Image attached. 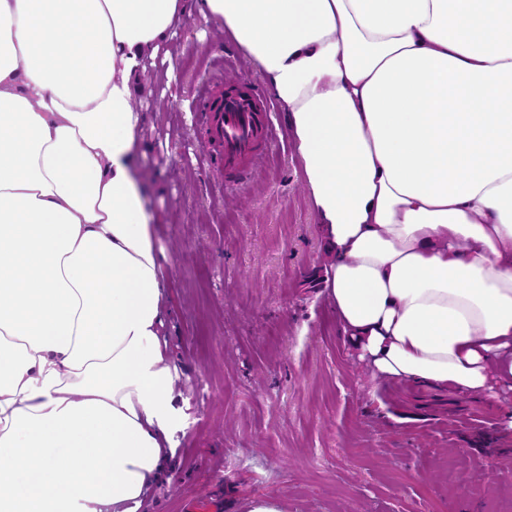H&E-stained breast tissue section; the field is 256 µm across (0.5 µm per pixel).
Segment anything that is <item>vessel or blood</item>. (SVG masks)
<instances>
[{
  "instance_id": "vessel-or-blood-1",
  "label": "vessel or blood",
  "mask_w": 512,
  "mask_h": 512,
  "mask_svg": "<svg viewBox=\"0 0 512 512\" xmlns=\"http://www.w3.org/2000/svg\"><path fill=\"white\" fill-rule=\"evenodd\" d=\"M206 110L228 169L246 175L248 155L273 135L263 103L252 97H226L217 93L207 100Z\"/></svg>"
}]
</instances>
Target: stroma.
I'll list each match as a JSON object with an SVG mask.
<instances>
[{
    "mask_svg": "<svg viewBox=\"0 0 512 512\" xmlns=\"http://www.w3.org/2000/svg\"><path fill=\"white\" fill-rule=\"evenodd\" d=\"M139 177L170 265L177 368L172 458L139 512L216 496L286 512H512L506 405L374 377L312 277L324 244L284 114L250 61L202 18ZM266 100L274 136L245 177L212 154L204 101L230 85Z\"/></svg>",
    "mask_w": 512,
    "mask_h": 512,
    "instance_id": "stroma-1",
    "label": "stroma"
}]
</instances>
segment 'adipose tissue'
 <instances>
[{"instance_id":"obj_1","label":"adipose tissue","mask_w":512,"mask_h":512,"mask_svg":"<svg viewBox=\"0 0 512 512\" xmlns=\"http://www.w3.org/2000/svg\"><path fill=\"white\" fill-rule=\"evenodd\" d=\"M197 16L285 112L350 348L512 395V0H0V512H138L168 470L135 103Z\"/></svg>"}]
</instances>
